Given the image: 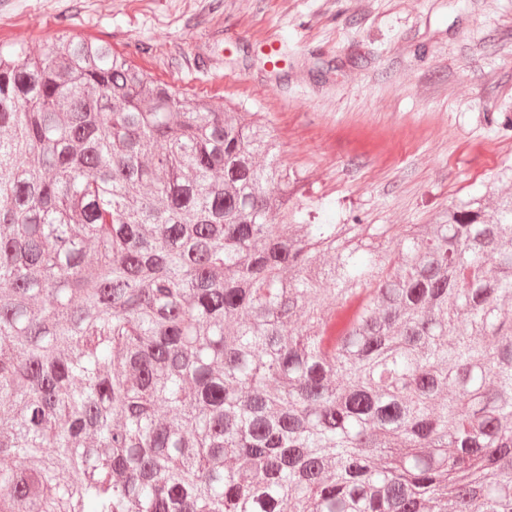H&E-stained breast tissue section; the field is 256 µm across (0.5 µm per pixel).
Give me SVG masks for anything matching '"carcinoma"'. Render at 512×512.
Listing matches in <instances>:
<instances>
[{
  "label": "carcinoma",
  "instance_id": "obj_1",
  "mask_svg": "<svg viewBox=\"0 0 512 512\" xmlns=\"http://www.w3.org/2000/svg\"><path fill=\"white\" fill-rule=\"evenodd\" d=\"M296 183L108 42L0 46V512H512V189L392 238Z\"/></svg>",
  "mask_w": 512,
  "mask_h": 512
}]
</instances>
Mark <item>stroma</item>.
Wrapping results in <instances>:
<instances>
[{
	"label": "stroma",
	"mask_w": 512,
	"mask_h": 512,
	"mask_svg": "<svg viewBox=\"0 0 512 512\" xmlns=\"http://www.w3.org/2000/svg\"><path fill=\"white\" fill-rule=\"evenodd\" d=\"M62 29L261 113L330 224H426L512 168V0H0V44Z\"/></svg>",
	"instance_id": "1"
}]
</instances>
